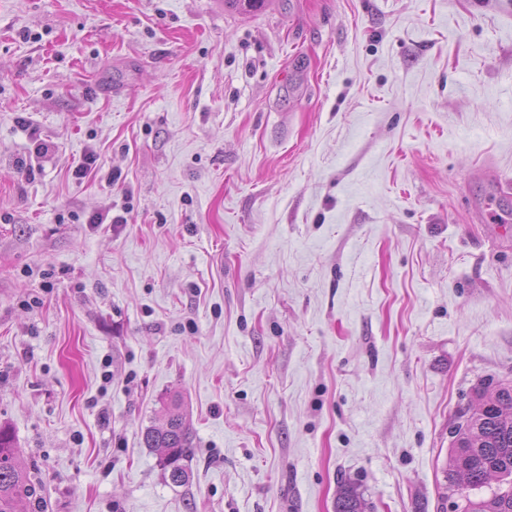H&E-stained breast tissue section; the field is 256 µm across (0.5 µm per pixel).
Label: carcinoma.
<instances>
[{
	"label": "carcinoma",
	"instance_id": "1",
	"mask_svg": "<svg viewBox=\"0 0 512 512\" xmlns=\"http://www.w3.org/2000/svg\"><path fill=\"white\" fill-rule=\"evenodd\" d=\"M181 397L170 396L165 423L144 433L148 448L160 452L159 464L170 482L184 486L191 474L184 460L191 448L189 429L179 413ZM452 432L445 469L448 489L460 494L457 512H512V383L499 384L489 395L477 393V405L463 413ZM39 501L37 488L19 462L12 434L0 427V512H18L22 501ZM363 492L345 483L335 512H368Z\"/></svg>",
	"mask_w": 512,
	"mask_h": 512
}]
</instances>
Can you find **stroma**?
I'll return each mask as SVG.
<instances>
[{
    "label": "stroma",
    "instance_id": "stroma-1",
    "mask_svg": "<svg viewBox=\"0 0 512 512\" xmlns=\"http://www.w3.org/2000/svg\"><path fill=\"white\" fill-rule=\"evenodd\" d=\"M507 225L512 0H0V426L44 512H442L512 380ZM180 405L179 394L170 396L164 408L165 423L147 429L143 438L146 447L156 448L160 452L159 464L170 482L176 486L188 484L191 478L190 471L183 463L191 448V439L183 416L177 412ZM165 459H171V462ZM368 509V502L356 485L345 483L340 487L335 512H368Z\"/></svg>",
    "mask_w": 512,
    "mask_h": 512
}]
</instances>
